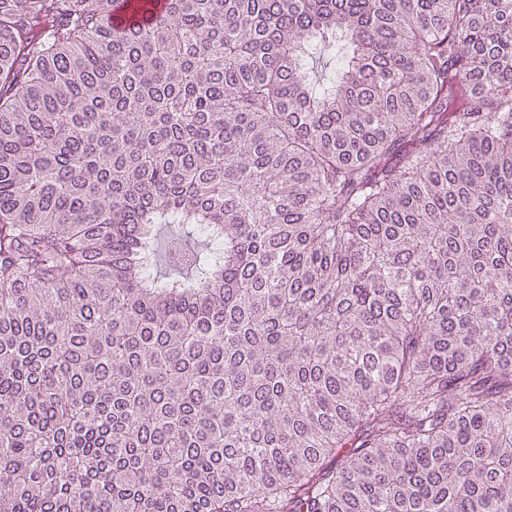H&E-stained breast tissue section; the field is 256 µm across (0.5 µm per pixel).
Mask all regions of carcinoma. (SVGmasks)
<instances>
[{
	"label": "carcinoma",
	"instance_id": "carcinoma-1",
	"mask_svg": "<svg viewBox=\"0 0 512 512\" xmlns=\"http://www.w3.org/2000/svg\"><path fill=\"white\" fill-rule=\"evenodd\" d=\"M127 2L0 0V512H512V0ZM148 13H133L130 9H125L114 16L113 26L120 31H128L135 27H142L150 24L152 16L161 15L165 11L166 0L150 1Z\"/></svg>",
	"mask_w": 512,
	"mask_h": 512
}]
</instances>
